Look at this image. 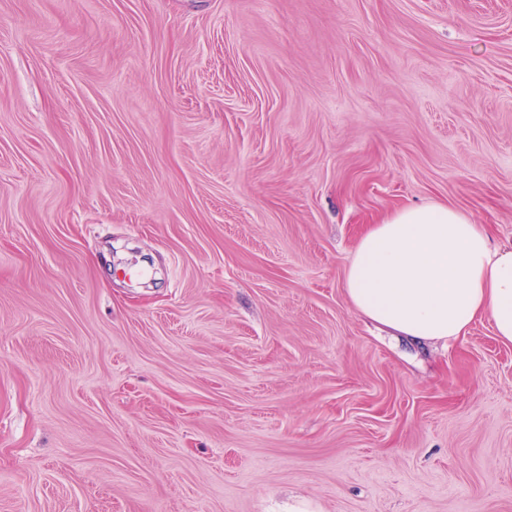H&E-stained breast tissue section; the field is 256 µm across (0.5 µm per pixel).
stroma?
I'll list each match as a JSON object with an SVG mask.
<instances>
[{
    "instance_id": "obj_1",
    "label": "stroma",
    "mask_w": 512,
    "mask_h": 512,
    "mask_svg": "<svg viewBox=\"0 0 512 512\" xmlns=\"http://www.w3.org/2000/svg\"><path fill=\"white\" fill-rule=\"evenodd\" d=\"M429 201L512 244V0H0V512H512V344L342 287Z\"/></svg>"
}]
</instances>
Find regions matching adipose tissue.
Masks as SVG:
<instances>
[{"label":"adipose tissue","mask_w":512,"mask_h":512,"mask_svg":"<svg viewBox=\"0 0 512 512\" xmlns=\"http://www.w3.org/2000/svg\"><path fill=\"white\" fill-rule=\"evenodd\" d=\"M355 311L416 342L462 336L478 318L512 344V247L442 203L398 209L360 237L344 270Z\"/></svg>","instance_id":"1"}]
</instances>
